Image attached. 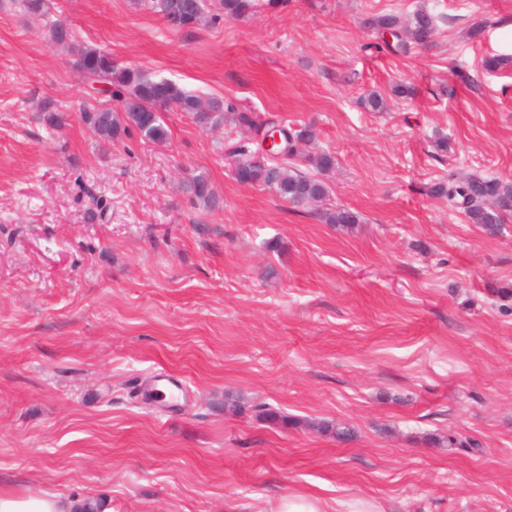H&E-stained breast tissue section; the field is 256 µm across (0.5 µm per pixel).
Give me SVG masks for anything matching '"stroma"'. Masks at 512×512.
Here are the masks:
<instances>
[{
	"mask_svg": "<svg viewBox=\"0 0 512 512\" xmlns=\"http://www.w3.org/2000/svg\"><path fill=\"white\" fill-rule=\"evenodd\" d=\"M422 6L431 46L368 50L370 19ZM49 7L71 44L0 0V487L106 512H276L288 494L512 512V217L491 236L429 193L512 183V64L482 65L512 56V0H258L189 31L132 0ZM83 48L314 126L336 158L323 206L358 223L237 182L226 150L263 143L230 124L170 111L166 144L102 143ZM373 91L386 111L361 106ZM190 173L217 208L183 192ZM159 373L186 387L168 407L142 394Z\"/></svg>",
	"mask_w": 512,
	"mask_h": 512,
	"instance_id": "35a3bbf8",
	"label": "stroma"
}]
</instances>
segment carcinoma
Wrapping results in <instances>:
<instances>
[{"mask_svg": "<svg viewBox=\"0 0 512 512\" xmlns=\"http://www.w3.org/2000/svg\"><path fill=\"white\" fill-rule=\"evenodd\" d=\"M149 10L161 15L167 24L177 30H189L206 19L214 20L222 15L244 18L256 8V0H137ZM374 30L379 50L394 54L405 51L407 42L426 44L431 41L435 30V17L421 7L402 20L385 15L369 21ZM50 37L53 41H71L74 33L66 24L50 23ZM83 82H99L112 87V95L121 100V112L110 108L84 112V121L99 138L114 141L128 131L136 129L147 141L164 145L169 140V130L164 112L178 110L190 114L196 123L203 126L232 122L249 131H260L263 124L256 122L248 112H240L231 103L222 99H204L192 94L178 84L155 80L144 72L120 65L112 54L101 49L85 48L79 51L73 62ZM282 145L278 149L283 162L265 159L259 161L249 156L247 143L239 141L234 145L235 156L249 178L250 184L272 188L288 203L295 207L322 202L329 193L327 184L317 175L331 171L335 156L322 151L307 157V163L317 175H304L288 165L286 158L295 155L294 140L311 143L315 132L303 127L295 134L280 129ZM184 190L192 198L207 207L216 205L206 179L192 175L184 181ZM433 195L448 200V209L464 212L475 224H480L490 235L499 231V225L512 215V184L481 176H466L452 182L440 181L431 189ZM319 217L327 224H356L357 214L345 210H325Z\"/></svg>", "mask_w": 512, "mask_h": 512, "instance_id": "1", "label": "carcinoma"}]
</instances>
